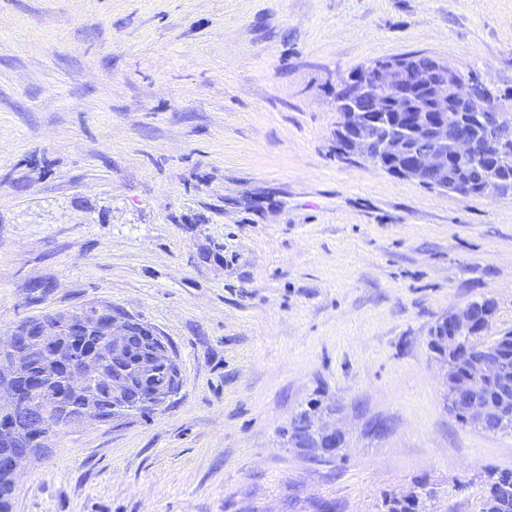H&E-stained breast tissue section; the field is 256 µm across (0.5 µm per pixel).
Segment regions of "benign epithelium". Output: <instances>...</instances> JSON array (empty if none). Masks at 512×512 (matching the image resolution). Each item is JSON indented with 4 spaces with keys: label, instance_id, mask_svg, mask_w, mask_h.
I'll use <instances>...</instances> for the list:
<instances>
[{
    "label": "benign epithelium",
    "instance_id": "benign-epithelium-1",
    "mask_svg": "<svg viewBox=\"0 0 512 512\" xmlns=\"http://www.w3.org/2000/svg\"><path fill=\"white\" fill-rule=\"evenodd\" d=\"M475 83L476 79L448 67L438 58L425 66L404 58L381 61L353 74L344 83L342 98L336 103L340 114L336 140L342 143L346 154L380 169L384 157L397 155L401 147L399 135L408 133L417 141L418 148L399 163L400 177L446 191L448 157L464 160L477 156L480 150L463 121L469 112L485 111L484 103L471 94ZM419 89L427 91L436 103L428 114H417L405 106ZM450 101L455 104L454 112L448 111ZM488 135L498 147L512 148V115L505 111L498 114ZM496 314V301L486 297L477 307L468 304L437 321L440 330L436 339L448 347L442 365L461 363L462 353L479 340L477 328L490 327ZM132 324L133 320L115 315L110 305L90 307L59 324V330L69 334L88 326L94 329L98 336L95 349L81 367L69 368V380L93 397L102 393L112 398V407L105 411L88 403L70 407L60 423L55 422L53 404L45 398L44 388L30 386L28 373L23 370L31 346L44 351L53 348L48 333L25 323L14 326L6 341H0V422L8 424L13 418H24L30 431L29 446L5 462L12 479H17L37 449L49 447L60 431L118 421L141 410L153 412L179 393L184 378L177 357L163 336L149 326V355L140 360L139 371L145 377L164 371L167 383L142 396H129L127 382L120 373L127 358L125 336ZM486 379L496 381L500 398L494 400L477 392ZM442 388L448 410L465 415L483 431H495L512 419V398H507V393L512 392V372L500 345L479 347L468 356L464 375L454 379L444 375ZM320 431L324 436L322 451L335 453L343 444L344 435L326 427Z\"/></svg>",
    "mask_w": 512,
    "mask_h": 512
}]
</instances>
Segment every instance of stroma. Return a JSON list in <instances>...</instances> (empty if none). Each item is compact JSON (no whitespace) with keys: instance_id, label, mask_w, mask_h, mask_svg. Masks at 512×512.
I'll list each match as a JSON object with an SVG mask.
<instances>
[{"instance_id":"stroma-1","label":"stroma","mask_w":512,"mask_h":512,"mask_svg":"<svg viewBox=\"0 0 512 512\" xmlns=\"http://www.w3.org/2000/svg\"><path fill=\"white\" fill-rule=\"evenodd\" d=\"M412 53L511 91L512 0H0V336L110 304L184 374L13 512H480L512 434L449 413L428 339L485 295L512 328V196L336 156L339 81ZM316 398L332 455L280 434Z\"/></svg>"}]
</instances>
